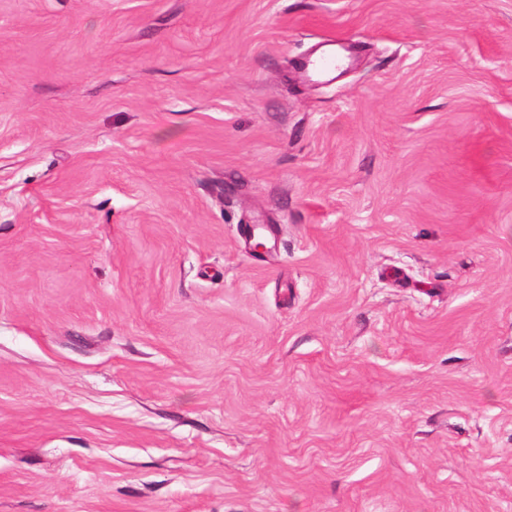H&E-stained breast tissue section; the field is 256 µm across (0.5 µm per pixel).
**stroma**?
Masks as SVG:
<instances>
[{
    "instance_id": "35a3bbf8",
    "label": "stroma",
    "mask_w": 512,
    "mask_h": 512,
    "mask_svg": "<svg viewBox=\"0 0 512 512\" xmlns=\"http://www.w3.org/2000/svg\"><path fill=\"white\" fill-rule=\"evenodd\" d=\"M0 512H512V0H0ZM342 61H344V57L340 49L335 48L319 58L307 62L304 65V71L310 79L330 81Z\"/></svg>"
}]
</instances>
